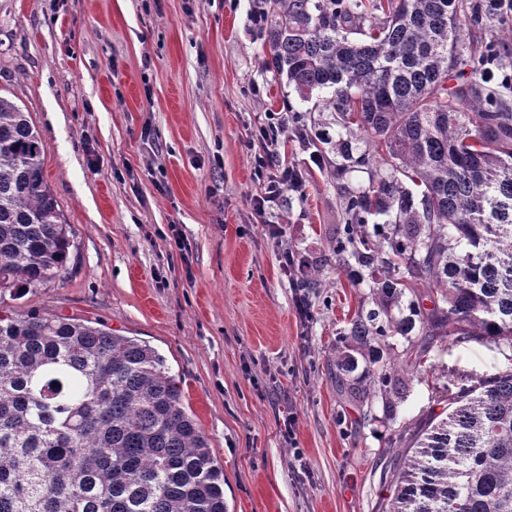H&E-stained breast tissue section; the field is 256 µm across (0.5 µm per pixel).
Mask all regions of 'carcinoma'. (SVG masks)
Here are the masks:
<instances>
[{"label": "carcinoma", "mask_w": 512, "mask_h": 512, "mask_svg": "<svg viewBox=\"0 0 512 512\" xmlns=\"http://www.w3.org/2000/svg\"><path fill=\"white\" fill-rule=\"evenodd\" d=\"M258 8L263 66L323 94L363 135L361 161L387 169L349 195L338 239L339 253L364 249L380 306L341 337V392L375 395L393 367L374 343L416 328L511 349L512 101L465 76L460 0ZM42 154L29 113L0 96V293L56 280L75 247ZM380 216L390 232L372 240ZM418 286L438 300L405 316ZM466 379L400 459L382 512H512V369ZM0 512H227L224 470L155 348L101 322L0 309Z\"/></svg>", "instance_id": "carcinoma-1"}]
</instances>
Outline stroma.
I'll return each instance as SVG.
<instances>
[{"label": "stroma", "instance_id": "1", "mask_svg": "<svg viewBox=\"0 0 512 512\" xmlns=\"http://www.w3.org/2000/svg\"><path fill=\"white\" fill-rule=\"evenodd\" d=\"M466 12L465 52H496L512 87V13ZM254 0H0V93L29 113L75 248L60 279L12 309L99 320L163 354L224 469L228 512H380L394 467L442 411L449 370L512 368V349L432 340L394 414L340 393L336 344L372 309L368 267L337 253L346 193L382 165L331 147L359 139L262 65ZM282 121L276 162L300 169L258 218L251 133ZM316 265L308 319L282 249ZM294 419V437L284 423Z\"/></svg>", "mask_w": 512, "mask_h": 512}]
</instances>
